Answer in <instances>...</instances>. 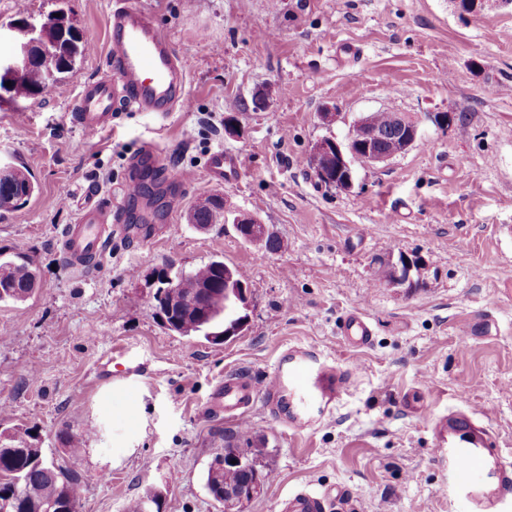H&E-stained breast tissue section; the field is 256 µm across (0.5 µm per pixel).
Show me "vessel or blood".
Masks as SVG:
<instances>
[{
	"label": "vessel or blood",
	"instance_id": "obj_1",
	"mask_svg": "<svg viewBox=\"0 0 512 512\" xmlns=\"http://www.w3.org/2000/svg\"><path fill=\"white\" fill-rule=\"evenodd\" d=\"M108 72L83 84L72 105L71 120L85 135L112 126L117 105L167 118L187 108V60L177 56L168 36L155 19L134 0H115L109 18ZM119 197L88 202L78 220L68 225L60 239L61 253L72 266L83 269L101 261L116 238H135L126 222V206L142 201V183L152 179L174 188L183 177L172 176L157 163L156 149L144 147L132 164ZM239 170L236 155L217 150L206 171L211 180H233ZM342 333L350 347L367 346L374 334L365 311L357 309L344 320ZM357 371L324 357L313 348L297 345L284 350L262 382L242 373L225 374L214 388L208 407L237 423H245L256 403H264L276 422L302 432L318 427L333 416ZM437 447L446 449L448 487L462 512H502L512 497V469L500 460L497 442L462 408L442 419ZM327 494L299 489L283 501V512H325Z\"/></svg>",
	"mask_w": 512,
	"mask_h": 512
}]
</instances>
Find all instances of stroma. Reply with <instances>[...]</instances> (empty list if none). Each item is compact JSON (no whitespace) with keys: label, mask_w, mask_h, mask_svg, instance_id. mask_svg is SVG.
I'll list each match as a JSON object with an SVG mask.
<instances>
[{"label":"stroma","mask_w":512,"mask_h":512,"mask_svg":"<svg viewBox=\"0 0 512 512\" xmlns=\"http://www.w3.org/2000/svg\"><path fill=\"white\" fill-rule=\"evenodd\" d=\"M113 0H0V25L64 11L90 49L44 93L0 103V162L25 163L39 189L0 211V255L31 258L39 287L0 303L4 427H36L65 461L64 433H87L78 512H127L150 491L162 512H224L204 475L238 425L208 408L241 370L263 380L293 344L361 365L332 419L296 432L262 406L248 416L271 474L247 512H280L301 488L336 490L326 512H460L432 427L467 393L475 420L512 463V5L476 14L454 0H138L190 61L192 109L160 120L116 113L85 136L70 112L81 84L108 69ZM268 97L254 110L252 96ZM338 117L326 125L324 108ZM412 116L419 138L378 165L354 163L351 189L321 184L320 139L345 141L370 112ZM447 112L448 126L435 123ZM236 115L242 138L224 134ZM153 145L171 175L190 171L177 203L146 183L154 219L139 240L112 242L76 270L59 241L87 191L108 193ZM234 153L237 179L205 176L210 153ZM222 195L281 239L272 253L232 225L200 232L193 206ZM407 252L413 286L382 283L380 262ZM220 259L248 279L247 323L215 344L169 331L147 299L156 269ZM364 309L374 336L353 349L342 321ZM477 326L460 348L463 325Z\"/></svg>","instance_id":"obj_1"}]
</instances>
